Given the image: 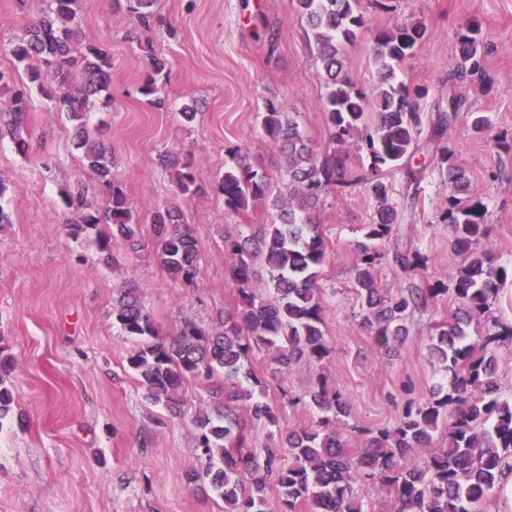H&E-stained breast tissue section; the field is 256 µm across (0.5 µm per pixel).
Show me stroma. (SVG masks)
<instances>
[{
    "label": "stroma",
    "mask_w": 512,
    "mask_h": 512,
    "mask_svg": "<svg viewBox=\"0 0 512 512\" xmlns=\"http://www.w3.org/2000/svg\"><path fill=\"white\" fill-rule=\"evenodd\" d=\"M361 6L367 27L346 48L350 77L371 89L376 34L422 22L426 35L399 78L426 90L425 107L447 91L448 71L460 61L461 25L479 24L484 73L471 77L463 92L488 127L474 131L464 116L445 140L472 195L487 206L490 232L482 246L512 265V0H383L379 6L361 0ZM81 10L82 44H101L112 54L110 101L92 107L88 129L111 151L112 176L141 219L146 248L130 256L122 244H113L119 263L106 267L97 261L94 234L73 235L68 190L84 183L93 208L101 197L80 162L71 123L32 94L23 133L27 153H19L10 136L0 137V182L6 186L0 206L12 218L0 226V335L15 360L8 381L13 415L0 426V512H222L209 491L184 482L185 473L201 465L193 415L207 406L210 386L189 382L181 419L146 402L127 369L133 344L112 317L113 292L135 277L164 336L184 321L207 323L235 308L221 234L258 230L276 222L278 212L268 202L237 215L225 210L215 186L227 150L248 148L271 177L273 194L286 195L285 159L265 135L261 116L267 101H277L317 154L332 150L321 106L324 72L297 0H158L160 22L151 29L127 12L123 0H81ZM35 14L36 0H0V70H10L9 43ZM155 57L167 62L159 75L152 72ZM151 74L164 107L149 106L138 92ZM191 101L199 115L189 124L180 109ZM164 151L190 163L202 195L177 193L159 163ZM412 163L424 167V178L415 207L400 215L393 242L420 249L427 268L404 274L382 265L379 284L385 289L449 280L464 259L440 221L450 191L435 161L421 151ZM173 205L201 244V272L192 287L174 281L150 246L153 213ZM374 212L373 199L358 185L342 195L327 193L316 214L328 244L319 285L330 356L319 364L294 361L283 374L267 354L251 360L268 384L278 432L311 422L313 412L302 398L321 376L350 404L352 448L363 446L362 429L395 425L408 404L428 399L442 380L429 338L454 309L453 295L412 313L399 344L379 347L361 326L353 290L355 243Z\"/></svg>",
    "instance_id": "35a3bbf8"
}]
</instances>
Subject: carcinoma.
<instances>
[{"label":"carcinoma","instance_id":"carcinoma-1","mask_svg":"<svg viewBox=\"0 0 512 512\" xmlns=\"http://www.w3.org/2000/svg\"><path fill=\"white\" fill-rule=\"evenodd\" d=\"M297 2L326 75L322 107L337 148L318 157L297 121L281 105H267L262 125L266 136L287 155L288 199H273L278 223L266 224L252 235L224 236L227 272L238 296L236 309L219 313L208 325L186 321L176 335L164 338L137 283L128 280L117 289L112 303L121 333L135 344L127 366L145 400L162 406L172 418L185 415L188 380L221 381L211 391L210 404L194 417L195 451L204 466L186 472L184 481L189 487L208 486L224 502V512H367L364 499L355 493V485L367 480L392 497L391 512H480L504 472L512 471V396L500 391L496 359L499 343L512 342V325L502 324L492 314L512 271L491 250H473L487 234V207L468 194L465 173L444 142L445 132L467 108L463 83L481 70L479 28L468 22L460 29L461 64L448 72V94L432 104L431 118L421 112L422 92L397 79V69L426 33L423 24L404 23L376 35L378 82L367 92L348 76L345 63V45L354 42L366 25L359 0ZM155 4L156 0H126V9L148 28ZM81 24L80 0H45L36 21L10 44L13 70L9 74L0 70V90H11V96L0 104V112L8 113V134L21 149L26 146L22 132L30 111L29 85H36L73 122L74 146L96 178L105 207L102 212L89 211L82 191L67 194L68 206L74 209L71 225L96 231L99 261L115 266L118 259L112 243L123 244L131 255L145 244L139 217L112 177L109 148L91 138L87 128L90 108L110 87L112 58L101 46L77 48ZM140 94L151 106L165 104L152 76L144 81ZM426 146L446 169L448 187L455 192L448 199L443 222L454 245L469 252L468 260L451 276L457 307L448 322L435 326L430 338V352L441 364L443 381L427 401L408 408L396 425L364 429V447L349 448L345 440L349 402L319 380L318 387L307 393L316 420L285 436L291 455L285 463L278 448L270 444L259 448L252 438L256 424L275 427L278 416L262 399L267 383L252 368L251 357L256 350L266 351L285 371L302 357L320 362L328 354L318 286L327 246L314 221L324 194L361 184L375 203V218L356 242L355 285L362 324L377 345L386 347L406 335L408 315L450 291L440 282L425 289L414 284L384 293L376 279L382 264L390 263L404 273L426 267L417 250L396 249L389 254L382 249L394 237L397 220L386 175L404 169L408 180H418L420 171L411 161ZM350 148L366 158L353 174ZM160 161L173 173L178 194L198 193L195 175L178 156L162 154ZM231 161L224 166L217 191L225 210L238 214L268 197L270 178L251 162L246 149H236ZM151 223L161 264L175 280L195 284L201 249L193 226L168 206L157 210ZM100 224L108 225V230L98 229ZM259 262L268 273L264 294L256 288ZM480 318L486 331L477 345L469 328ZM8 350L0 336V421L13 404L7 376L14 361ZM440 431L443 444L435 448L434 437ZM413 448L429 449L423 462L407 463ZM271 485L278 490L274 505L268 498Z\"/></svg>","mask_w":512,"mask_h":512}]
</instances>
